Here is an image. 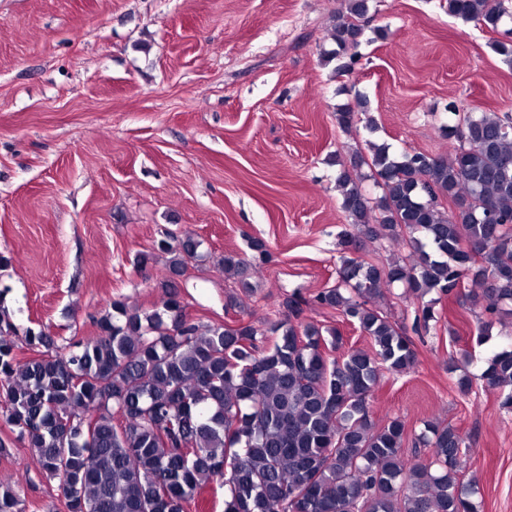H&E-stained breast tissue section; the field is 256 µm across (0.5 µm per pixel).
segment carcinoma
Returning a JSON list of instances; mask_svg holds the SVG:
<instances>
[{
	"instance_id": "obj_1",
	"label": "carcinoma",
	"mask_w": 512,
	"mask_h": 512,
	"mask_svg": "<svg viewBox=\"0 0 512 512\" xmlns=\"http://www.w3.org/2000/svg\"><path fill=\"white\" fill-rule=\"evenodd\" d=\"M448 14L490 31L512 19L508 0H447ZM368 0H342L330 59L349 73L367 33ZM344 129L374 130L366 105L336 112ZM450 157L390 152L366 142L336 156V188L350 224L366 238L409 251L411 261L376 263L344 235L336 285L315 295L369 337L368 350L331 357L337 328L288 315L261 329L251 320L208 324L186 312L177 278L201 260V242L167 236L137 259L144 279L155 253L169 255L160 304L143 309L114 300L91 341L59 345L42 329L17 324L0 289V421L39 462V475L63 490V512H190L201 487L220 480L224 512H476V480L463 482L469 447L454 427L427 422L417 435L430 462L405 456L406 422L380 426L374 392L387 374L411 371L417 346L377 304L403 285L436 295L414 331L429 329L433 305L468 288L491 315L512 310V117L470 112L446 126ZM381 196L360 185L363 167ZM450 203L447 208L444 203ZM224 274L251 287L253 266L238 254ZM31 354L18 358L17 351ZM485 387L512 410V347L488 360ZM12 488L0 512H22Z\"/></svg>"
}]
</instances>
